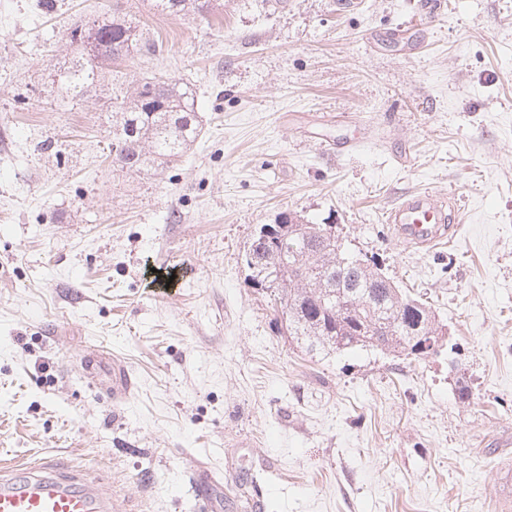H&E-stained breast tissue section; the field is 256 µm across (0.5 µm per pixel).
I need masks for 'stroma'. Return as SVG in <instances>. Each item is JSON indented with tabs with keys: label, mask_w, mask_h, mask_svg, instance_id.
Here are the masks:
<instances>
[{
	"label": "stroma",
	"mask_w": 512,
	"mask_h": 512,
	"mask_svg": "<svg viewBox=\"0 0 512 512\" xmlns=\"http://www.w3.org/2000/svg\"><path fill=\"white\" fill-rule=\"evenodd\" d=\"M155 53L61 99L64 35L113 2ZM422 0H223L210 21L148 0H0V467L63 461L126 512H512V0H441L416 51L374 44ZM190 84L201 133L151 173L112 158L113 85ZM346 113L352 154L317 117ZM455 198L460 231L400 242L405 193ZM297 213L426 301L418 361L308 351L247 279L260 225ZM119 358L115 400L87 379ZM473 398L461 402L459 385ZM254 480L227 482L226 454ZM109 380L103 381L98 373L91 375L92 380L99 385H104L112 393V398L125 397L133 387V382L127 368L120 362L112 360V372Z\"/></svg>",
	"instance_id": "1"
}]
</instances>
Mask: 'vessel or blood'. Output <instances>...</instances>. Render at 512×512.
I'll use <instances>...</instances> for the list:
<instances>
[{
	"label": "vessel or blood",
	"mask_w": 512,
	"mask_h": 512,
	"mask_svg": "<svg viewBox=\"0 0 512 512\" xmlns=\"http://www.w3.org/2000/svg\"><path fill=\"white\" fill-rule=\"evenodd\" d=\"M420 24H408L393 36L403 53H412L423 25L433 22L441 11L439 0H426ZM399 239L419 247H431L454 234L458 215L446 201L429 192L409 193L385 214ZM113 396L125 397L133 387L127 368L113 362L105 383ZM112 499L105 489L79 485L64 478L60 463L46 460L0 474V512H112Z\"/></svg>",
	"instance_id": "vessel-or-blood-1"
}]
</instances>
